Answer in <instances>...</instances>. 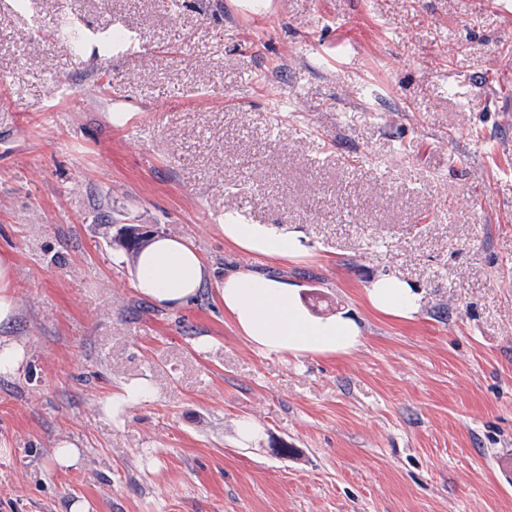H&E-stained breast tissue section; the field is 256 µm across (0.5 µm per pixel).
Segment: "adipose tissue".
<instances>
[{"mask_svg": "<svg viewBox=\"0 0 512 512\" xmlns=\"http://www.w3.org/2000/svg\"><path fill=\"white\" fill-rule=\"evenodd\" d=\"M224 238L235 247L270 260L299 256L301 244L262 224H243L224 217ZM12 252L0 251V374L22 372L27 360L23 343L5 331L20 310L14 289ZM135 288L153 303L179 308L195 299L207 285L208 271L198 249L187 238L166 236L151 241L135 260ZM369 306L379 314L414 319L419 303L410 286L382 276L365 290ZM224 313L242 336L267 353L301 356L306 353H345L359 342L355 323L345 320L313 321L298 306L294 291L279 278L240 270L224 279Z\"/></svg>", "mask_w": 512, "mask_h": 512, "instance_id": "1", "label": "adipose tissue"}]
</instances>
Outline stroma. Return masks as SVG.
I'll list each match as a JSON object with an SVG mask.
<instances>
[{
	"mask_svg": "<svg viewBox=\"0 0 512 512\" xmlns=\"http://www.w3.org/2000/svg\"><path fill=\"white\" fill-rule=\"evenodd\" d=\"M167 3L0 0V250L28 347L0 375V512H512V0ZM229 213L306 255L237 249ZM125 224L192 241L204 291L141 297ZM245 268L360 345L258 350L220 297ZM380 276L413 320L367 305ZM139 382L148 401L108 408ZM369 306L379 314L401 319H414L419 303L410 286L395 277L382 276L365 288Z\"/></svg>",
	"mask_w": 512,
	"mask_h": 512,
	"instance_id": "35a3bbf8",
	"label": "stroma"
}]
</instances>
